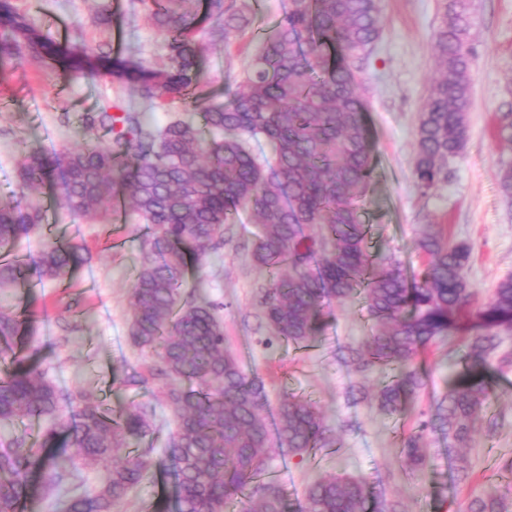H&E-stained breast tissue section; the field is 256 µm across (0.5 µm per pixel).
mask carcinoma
<instances>
[{
	"instance_id": "1",
	"label": "carcinoma",
	"mask_w": 512,
	"mask_h": 512,
	"mask_svg": "<svg viewBox=\"0 0 512 512\" xmlns=\"http://www.w3.org/2000/svg\"><path fill=\"white\" fill-rule=\"evenodd\" d=\"M138 2L166 34L162 67L109 44L57 43L29 27L11 0H0V28L10 32L0 42V65L27 51L67 75L107 69L150 109L183 104L164 125L145 110L113 113L104 106L84 122L108 136L106 142L25 158L12 200L0 203V288L33 276L67 287L83 262L78 243L50 236L29 262L12 253L42 226L40 210L27 199L46 179L75 217L95 216L122 198L147 229L130 336L155 364L146 375L131 368L114 381L129 387L162 382L174 420L170 445L159 459L136 449L114 462L117 449L153 434L152 405L114 412L90 395L58 388L15 351L19 317L0 307V360L12 365L0 377V427L48 422L33 439L23 431L0 440V512H21L32 471L46 491L73 484L75 473L60 462L70 449L81 465H105L108 472L97 489L70 495L64 512H113L150 467L173 469L177 512H227L242 497L250 499L248 512H405L352 475L321 478L292 504L282 484L267 477L264 385L224 350L216 306L183 293L188 264L202 266L224 243V226L246 210L258 228L252 261L269 275L261 305L271 336L303 347L321 332L330 301L363 296L371 336L348 355L363 367L394 371L376 394L383 411L405 413L424 387L416 360L427 345L452 329L466 334L447 392L419 431L403 439L411 471L429 465L428 432L464 447L478 430L491 434L503 426L484 410L492 373L512 367L511 353L496 356L501 336L512 333V278L473 311L468 246L440 231L424 233L417 249L426 263L412 279L397 259L377 263L366 251L373 157L357 76L381 36L379 0H289L280 20L258 35L248 67L227 83L221 101L205 90L195 33L208 21L212 35L229 41L250 24L247 4L204 0L200 13L198 0ZM475 25L471 0H442L433 34L436 73L416 124L413 175L424 195L448 182L449 165L464 148L471 109L467 44ZM496 137L512 145L511 103L498 115ZM498 178L511 202L512 164H503ZM276 438L301 457L332 443L317 406L294 396L278 408ZM464 512H512V485L490 486Z\"/></svg>"
}]
</instances>
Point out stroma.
I'll use <instances>...</instances> for the list:
<instances>
[{"mask_svg": "<svg viewBox=\"0 0 512 512\" xmlns=\"http://www.w3.org/2000/svg\"><path fill=\"white\" fill-rule=\"evenodd\" d=\"M29 25L60 43L98 46L122 31L124 53L162 64L165 36L132 0H14ZM253 23L230 42L213 39L201 26L207 91L221 95L226 78L242 74L253 49L255 32L271 27L288 8V0H247ZM441 0H381V39L360 75L370 131L374 175L366 198L372 259L395 256L408 270L420 272L425 259L416 242L428 230H446L451 240L466 244L470 261L466 279L476 302L488 299L496 285L512 276V206L498 185L502 163L512 161V148L494 137L496 115L512 95V0H473L477 24L472 54V107L461 157L452 165L447 185L420 196L412 173L417 114L436 70L432 35L439 23ZM136 103L131 85L105 73L66 76L61 70L22 53L0 73V200L17 182L23 157L40 150L62 151L96 140L82 116L115 101ZM43 210L44 233H31L16 244L20 256H36L42 234L82 244L87 260L71 287L29 281L0 291V307L28 312L23 326L41 348L42 367L61 389L86 392L112 409L152 400L147 388L112 382L121 367L141 368L148 352L129 336L132 283L145 234L134 216L121 222L99 215L76 219L57 203L51 191L36 199ZM255 230L249 213H240L231 237L218 257L199 274L198 295L216 303L224 321V348L244 372L262 379L267 399L263 414L274 422L280 402L294 394L317 403L337 444L319 457L299 458L273 447L270 471H282V485L292 500H302L307 486L322 477L350 474L398 499L407 512H463L468 499L498 481L502 458L512 456V369L502 373L487 408L504 418L494 437L479 433L464 452L471 471L468 483L452 486L455 456L439 435L427 437L430 465L411 473L401 453L403 436L417 431L433 398L446 392L462 354L458 343L426 349L422 366L426 386L414 410L404 416L381 411L372 397L388 379L385 371H360L340 361L336 348L356 346L370 334L363 299L332 301L327 325L313 348H295L271 340L259 317V292L267 272L251 260ZM173 477L151 471L124 499L117 512H155Z\"/></svg>", "mask_w": 512, "mask_h": 512, "instance_id": "stroma-1", "label": "stroma"}]
</instances>
